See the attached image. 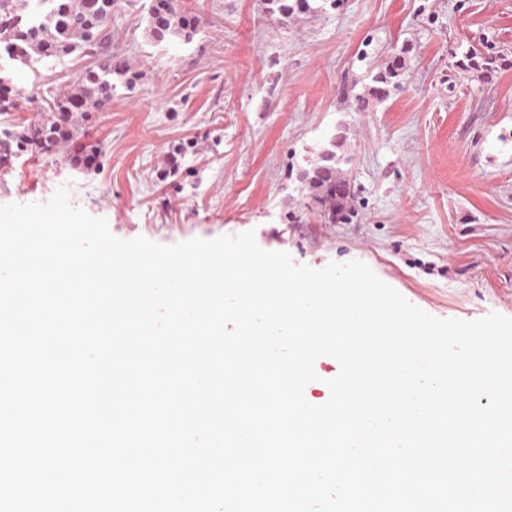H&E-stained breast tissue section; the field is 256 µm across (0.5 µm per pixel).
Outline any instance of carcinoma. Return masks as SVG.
<instances>
[{"label":"carcinoma","mask_w":512,"mask_h":512,"mask_svg":"<svg viewBox=\"0 0 512 512\" xmlns=\"http://www.w3.org/2000/svg\"><path fill=\"white\" fill-rule=\"evenodd\" d=\"M44 10L36 15L23 16L17 10L16 0H0V44L17 46L10 58L24 64L36 58L61 61L76 55L99 57L101 61L87 67L73 89L47 102V116L38 124L19 130L5 128L0 131V170L9 168L13 156L23 151L48 153L58 145L78 143L72 161L75 166L90 169L99 165L103 154L101 145L81 141L85 133L77 131L72 121L80 112L90 118L95 111L112 103L116 85L133 87L137 75L130 72L121 57L112 54L102 32L105 29L117 0H40ZM265 10L279 14L286 21L296 15L314 14L328 4L334 8L339 0H263ZM202 18L186 14L179 9V0H152L148 10L147 33L156 42L174 39L192 40ZM409 46L402 47L385 69L372 78L366 96L357 98L358 107L368 98L378 101L388 99L400 87L408 57ZM460 66L480 77L489 78L499 70L512 68V58L495 50L492 45L484 49H470ZM342 135L333 134L319 152L317 161L297 170L296 180L301 190L321 207L324 219L330 224L349 220L350 205L354 198L352 185L343 175L341 164L344 155L337 153ZM189 145L178 144L170 153V171L160 173L165 180L168 173H176Z\"/></svg>","instance_id":"obj_1"}]
</instances>
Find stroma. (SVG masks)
I'll use <instances>...</instances> for the list:
<instances>
[{
	"label": "stroma",
	"instance_id": "35a3bbf8",
	"mask_svg": "<svg viewBox=\"0 0 512 512\" xmlns=\"http://www.w3.org/2000/svg\"><path fill=\"white\" fill-rule=\"evenodd\" d=\"M150 0H117L106 33L139 78L107 111L78 121L105 154L74 167L64 145L0 170V204H25L19 180L40 165L49 201L106 219L123 240L163 245L254 231L266 251L314 269L359 260L439 319L512 317V69L481 79L458 68L489 40L512 55V0H343L281 22L262 0H181L205 24L190 42L154 44ZM402 88L358 109L403 45ZM86 60L11 62L17 106L0 128L40 122L45 100L76 85ZM355 214L326 223L295 181L336 131ZM191 149L167 179L172 146Z\"/></svg>",
	"mask_w": 512,
	"mask_h": 512
}]
</instances>
